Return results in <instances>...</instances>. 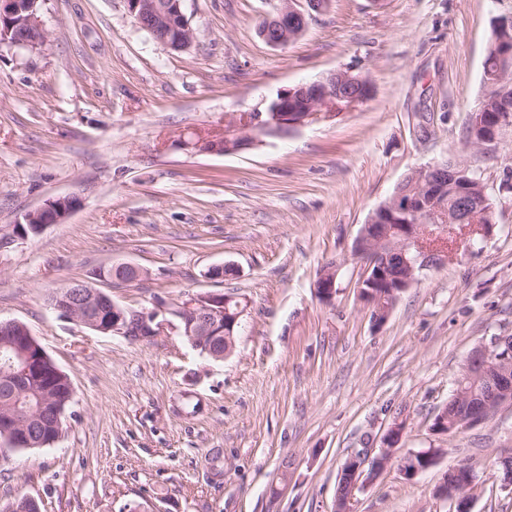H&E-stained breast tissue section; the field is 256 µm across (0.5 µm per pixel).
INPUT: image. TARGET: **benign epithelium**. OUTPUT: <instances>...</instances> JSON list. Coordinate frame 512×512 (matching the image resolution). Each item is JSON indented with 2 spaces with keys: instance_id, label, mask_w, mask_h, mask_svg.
Masks as SVG:
<instances>
[{
  "instance_id": "1",
  "label": "benign epithelium",
  "mask_w": 512,
  "mask_h": 512,
  "mask_svg": "<svg viewBox=\"0 0 512 512\" xmlns=\"http://www.w3.org/2000/svg\"><path fill=\"white\" fill-rule=\"evenodd\" d=\"M129 13L139 27L155 41L174 51L188 50L194 40V33L183 12V0H126ZM38 0H0V45L17 49H33L45 43L47 33L37 15ZM330 0H280L275 14L264 18L258 33L271 47L283 48L298 38L306 29L308 18L313 14L328 11ZM497 66L487 74L486 86L494 90V102L498 109L494 123L488 132L474 142L477 148H487L497 142L503 129L512 127V48L495 54ZM370 92L368 81L351 68L340 69L325 78L310 84L284 89L271 100L277 113L276 122L283 129H298L318 119L321 113L334 114L343 108H350L365 100ZM274 135L272 122L262 119V113L255 112L245 119L230 114L224 128V136L203 141L202 152L232 154L245 149L263 137ZM448 175L452 179L462 178L476 185L481 197H486L481 179L467 167L454 170L453 166L430 165L414 169L406 180L407 187L395 193L381 204L370 216L366 227L378 220V215L407 218L402 225L400 239L391 240L389 229H373L372 233L361 231V245L355 246L354 254L365 261V273L359 282V292L365 293L366 304L374 305L377 288H408L416 279V271L438 261V253L426 248L424 240L436 236L435 229L447 226H474L482 223L477 212V201L470 199L456 211H448L445 197H434L424 202L422 192L429 189L435 179ZM81 201L75 195H67L46 202L43 206L27 213L24 222L13 226L9 238L25 239L29 232L40 233L51 224L62 223L70 213L80 207ZM398 255L406 267V275L392 277L388 272L391 256ZM339 265L324 269L314 284L319 300L328 302L336 295V277ZM235 303L236 310L228 309ZM53 308L76 320L82 325L100 332L117 333L136 340H149L165 326L182 330L192 344L214 360H223L234 350L228 333L240 326L244 306L239 297L227 293H206L189 295L170 303H162L156 310L136 313L112 300L103 291L84 281H72L52 296ZM0 333L5 336L3 346L11 349L15 360L11 361L5 373L13 393L26 391L30 384L41 378L40 363L51 362L50 356L30 334L27 327L15 320H0ZM506 335L493 336L487 346L472 353V359L489 363L496 358L497 347L505 342ZM492 400L495 407L512 402V374L499 371L498 385L493 388ZM39 420L38 416H33ZM41 421V420H39ZM44 428L55 430L61 427V418L54 417L41 421ZM39 426V427H41ZM39 427L20 418L11 409L0 410V441L11 447L42 448L54 442V438L40 432ZM403 423L395 422L382 436V453L371 462L362 454H354L347 460L350 480L344 505L337 512H350L349 504L359 484L365 482V474L376 475L386 461L391 459L403 433ZM370 471H365V464ZM455 483L442 482L437 492L450 500L462 492L473 498L476 476L470 466L451 470Z\"/></svg>"
}]
</instances>
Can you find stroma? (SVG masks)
<instances>
[{
  "mask_svg": "<svg viewBox=\"0 0 512 512\" xmlns=\"http://www.w3.org/2000/svg\"><path fill=\"white\" fill-rule=\"evenodd\" d=\"M277 5L184 0L194 43L176 52L126 0H40L46 43L0 48V229L81 199L63 223L0 243V320L24 323L74 388L61 436L0 463V512L25 495L42 512H335L344 462L379 456L396 421L403 452L441 454L410 478L390 460L354 512H454L437 488L463 462L479 477L472 512H512L497 464L512 403L450 436L430 429L472 350L512 334V127L485 150L465 142L512 0H332L273 48L257 28ZM348 67L370 94L343 116L234 154L198 150L226 114ZM451 160L481 175L489 233L475 249L458 239L375 324L354 241L412 169ZM124 262L143 277L101 278ZM333 262L324 303L313 284ZM225 263L233 274L208 278ZM75 280L138 311L236 294V348L214 361L172 326L147 341L95 332L49 302Z\"/></svg>",
  "mask_w": 512,
  "mask_h": 512,
  "instance_id": "1",
  "label": "stroma"
}]
</instances>
